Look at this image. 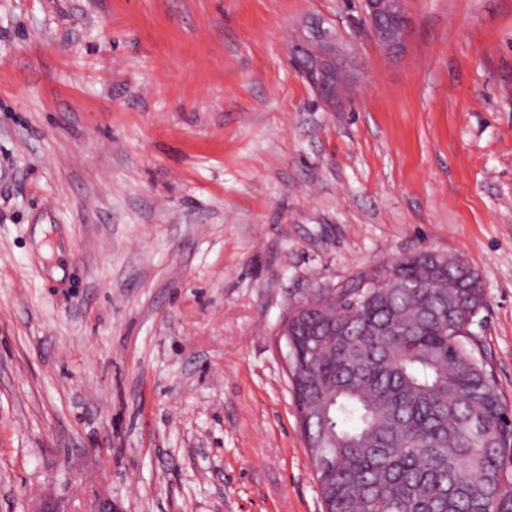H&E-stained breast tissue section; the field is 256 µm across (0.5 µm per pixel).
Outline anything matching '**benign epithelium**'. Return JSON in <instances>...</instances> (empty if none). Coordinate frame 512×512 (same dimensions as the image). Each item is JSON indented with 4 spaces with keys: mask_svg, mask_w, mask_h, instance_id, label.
Masks as SVG:
<instances>
[{
    "mask_svg": "<svg viewBox=\"0 0 512 512\" xmlns=\"http://www.w3.org/2000/svg\"><path fill=\"white\" fill-rule=\"evenodd\" d=\"M362 5L372 37L388 48L399 47L407 26L402 0H362ZM336 52L335 36L320 27L312 29L307 38L292 44L288 51L293 64L329 102L336 100V83L341 80ZM312 310L310 304L298 303L291 310V318L282 319L277 335L284 346L292 345L290 321L301 320Z\"/></svg>",
    "mask_w": 512,
    "mask_h": 512,
    "instance_id": "7a95c632",
    "label": "benign epithelium"
}]
</instances>
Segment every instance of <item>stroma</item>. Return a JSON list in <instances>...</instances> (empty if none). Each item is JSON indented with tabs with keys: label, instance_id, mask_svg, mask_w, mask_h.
<instances>
[{
	"label": "stroma",
	"instance_id": "stroma-1",
	"mask_svg": "<svg viewBox=\"0 0 512 512\" xmlns=\"http://www.w3.org/2000/svg\"><path fill=\"white\" fill-rule=\"evenodd\" d=\"M403 5L391 50L360 0H0V512H325L279 324L422 250L512 407V0ZM336 52L335 36L319 26L312 29L307 38L292 44L288 51L293 64L328 102L336 100V83L341 80ZM314 307H312L310 304H304V303H298L295 304L291 310V318L288 321V312L285 315V317L282 319L277 335L279 336V341L281 342L283 340L284 347H285V353L283 355V359L285 362V366L288 373V346L292 345L291 337L292 333L289 330V325L291 321H298L305 317V315L312 311Z\"/></svg>",
	"mask_w": 512,
	"mask_h": 512
}]
</instances>
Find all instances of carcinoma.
I'll list each match as a JSON object with an SVG mask.
<instances>
[{
    "mask_svg": "<svg viewBox=\"0 0 512 512\" xmlns=\"http://www.w3.org/2000/svg\"><path fill=\"white\" fill-rule=\"evenodd\" d=\"M361 278L295 325L290 379L328 512H512V410L470 327L485 306L462 258L421 251L393 287Z\"/></svg>",
    "mask_w": 512,
    "mask_h": 512,
    "instance_id": "carcinoma-1",
    "label": "carcinoma"
}]
</instances>
